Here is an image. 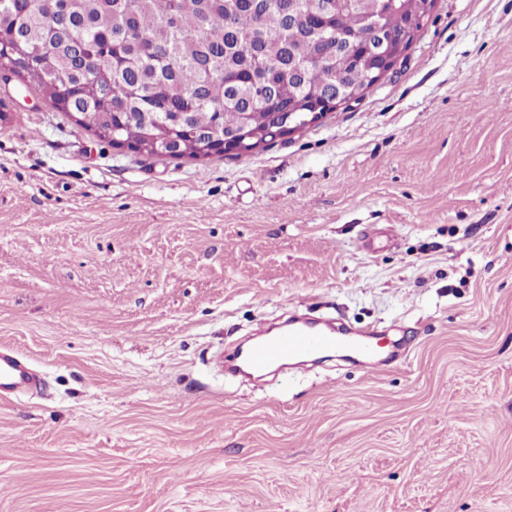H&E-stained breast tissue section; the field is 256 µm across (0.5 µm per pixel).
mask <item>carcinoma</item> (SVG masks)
I'll use <instances>...</instances> for the list:
<instances>
[{"label": "carcinoma", "instance_id": "cac0c4a2", "mask_svg": "<svg viewBox=\"0 0 512 512\" xmlns=\"http://www.w3.org/2000/svg\"><path fill=\"white\" fill-rule=\"evenodd\" d=\"M288 2L265 0L259 12L250 0H52L48 18L30 0H0V72L82 118L79 126L99 139L113 135L140 153L157 155L151 142L176 134L182 112L220 135L246 119L265 142L272 112H299L340 90L363 94L373 67L363 43L367 12L398 41L419 0H401L397 12L367 2L323 20L311 0H296L294 23L283 12ZM317 27L338 36L345 53L318 60L307 39ZM87 63L99 72L85 71ZM129 112H150L153 121Z\"/></svg>", "mask_w": 512, "mask_h": 512}]
</instances>
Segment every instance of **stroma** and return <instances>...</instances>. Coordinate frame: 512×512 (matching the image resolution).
I'll return each instance as SVG.
<instances>
[{
  "instance_id": "1",
  "label": "stroma",
  "mask_w": 512,
  "mask_h": 512,
  "mask_svg": "<svg viewBox=\"0 0 512 512\" xmlns=\"http://www.w3.org/2000/svg\"><path fill=\"white\" fill-rule=\"evenodd\" d=\"M312 308L389 347L262 384ZM0 512H512V0H435L358 100L158 159L0 87ZM29 364L15 353L0 351V392L14 396L27 394L37 385Z\"/></svg>"
}]
</instances>
